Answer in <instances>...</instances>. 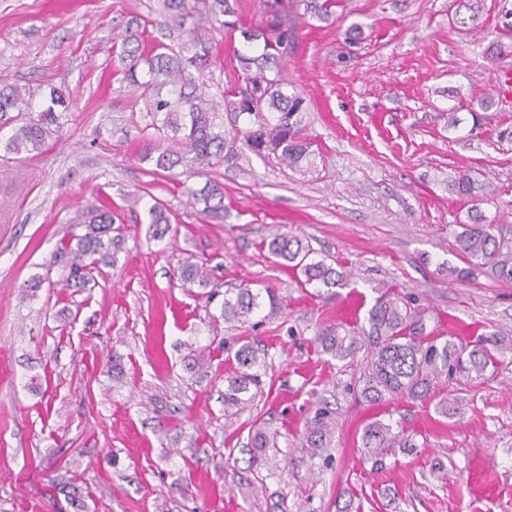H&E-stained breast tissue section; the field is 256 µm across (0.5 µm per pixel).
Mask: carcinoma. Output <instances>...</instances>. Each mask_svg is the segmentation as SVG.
I'll return each instance as SVG.
<instances>
[{
  "label": "carcinoma",
  "instance_id": "1",
  "mask_svg": "<svg viewBox=\"0 0 512 512\" xmlns=\"http://www.w3.org/2000/svg\"><path fill=\"white\" fill-rule=\"evenodd\" d=\"M302 0H269L267 19L255 29L241 31L242 49L235 58L244 74V85L224 92L225 111L249 118V127L224 130V118L206 94L207 86L191 70L209 66L211 47L207 39H193L194 53L187 57L184 47L156 43L149 51L141 49L135 35L122 38L119 58L124 63L123 80L140 90L145 112L143 130L150 132L152 147L144 159L153 162L155 171L169 172L176 167L204 171L248 150L261 158L273 157L293 169L311 164L314 142L306 133L305 100L297 92H288L280 75L279 62L288 55L295 34V9ZM481 0H459L456 20L465 26L478 20ZM164 12L174 21L192 13L205 16L222 28H236V9L228 0H162ZM33 93L17 85L0 83V152L21 155L40 151L52 136L69 121L70 105L58 90L49 93L45 107L37 109ZM487 185L468 170L448 180V192L473 202L469 222L456 234L460 256L470 268L488 267L499 278L512 281V249L494 234L479 204L487 198ZM204 203L207 217L224 220V191L216 183L191 192ZM152 237L162 238L170 229L163 204L147 203ZM119 219L111 208L93 207L78 212L72 226L84 228L71 234L55 251L50 265L67 270L66 283L84 288L93 280V272L112 265L114 254L124 244L114 224ZM269 253L286 266L299 270L307 284L332 288L347 280L348 273L323 260L311 257V250L297 236L276 234L268 242ZM185 284L205 285L209 272L205 264L187 261L180 268ZM266 296L250 288L238 290L235 298L224 299L222 317L245 323L250 316L269 307L268 315L279 309L278 297L271 289ZM368 328L362 329L367 347L366 365L359 378V399L369 406L392 400H418L436 394L441 379L453 373H481L498 361L500 338L492 333L474 346L446 340L442 343L427 332L426 310L405 293L386 291L368 311ZM322 351L343 357L357 347V339L339 335L335 329L318 334ZM240 371L226 378L224 416L233 417L255 399L251 389L260 387V367L265 357L249 344L235 353ZM336 412L326 403H317L307 420L303 448L310 457H321L332 447ZM277 432L263 427L251 437L249 454L254 469L273 467L270 449L276 447ZM361 447L373 465L384 463L397 448H415L417 444L397 422L379 417L363 427Z\"/></svg>",
  "mask_w": 512,
  "mask_h": 512
}]
</instances>
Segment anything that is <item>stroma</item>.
Instances as JSON below:
<instances>
[{"label": "stroma", "mask_w": 512, "mask_h": 512, "mask_svg": "<svg viewBox=\"0 0 512 512\" xmlns=\"http://www.w3.org/2000/svg\"><path fill=\"white\" fill-rule=\"evenodd\" d=\"M456 9L332 0L327 18L301 12L282 72L306 98L312 166L246 152L199 175L142 160L144 104L116 58L127 29L177 45L196 18L176 25L159 0H0V82L37 89V108L52 88L73 104L41 151L0 160V512H66V484L86 512H243L258 423L279 433L264 512H512V363L449 376L438 396L461 400L454 417L438 414V397L387 404L417 447L376 470L360 446L373 411L355 396L366 352L339 360L317 341L331 327L359 335L387 285L428 309L434 335L469 344L497 331L512 345V281L450 274L466 266L455 235L470 203L448 192L459 168L490 183L481 208L512 240V140L499 136L512 127V93L495 87L512 58L484 55L512 0H484L467 28ZM237 13L238 30L213 34L205 79L215 96L240 75V28L266 19L261 0H239ZM209 180L224 189V220L188 196ZM148 193L170 218L160 240L148 234ZM99 204L119 214L123 249L105 276L66 287L50 260L76 211ZM276 233L350 278L305 284L269 254ZM189 259L207 262L209 287L180 281ZM45 273L50 285L28 296L27 282ZM242 287L274 289L281 312L224 322L225 292ZM247 342L266 353L262 391L228 420L224 380ZM319 399L336 412L327 460L302 447Z\"/></svg>", "instance_id": "stroma-1"}]
</instances>
